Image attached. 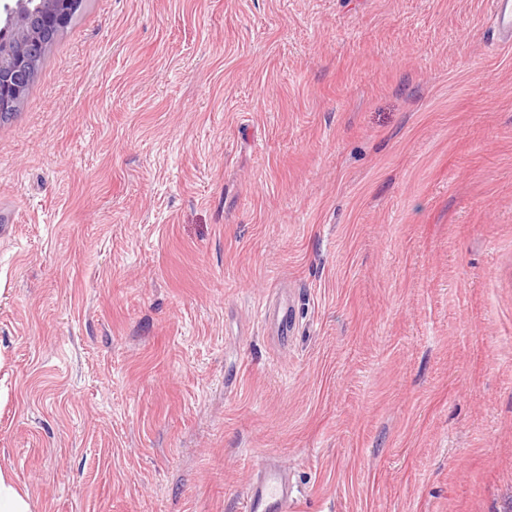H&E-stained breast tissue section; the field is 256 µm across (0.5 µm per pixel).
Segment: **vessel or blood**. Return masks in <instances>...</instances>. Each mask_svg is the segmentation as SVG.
I'll list each match as a JSON object with an SVG mask.
<instances>
[{
  "mask_svg": "<svg viewBox=\"0 0 512 512\" xmlns=\"http://www.w3.org/2000/svg\"><path fill=\"white\" fill-rule=\"evenodd\" d=\"M494 27L502 44L512 43V0H492ZM255 476L248 485L243 512H292L297 497L288 489V479L268 458L254 462Z\"/></svg>",
  "mask_w": 512,
  "mask_h": 512,
  "instance_id": "obj_1",
  "label": "vessel or blood"
}]
</instances>
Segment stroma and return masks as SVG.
Returning <instances> with one entry per match:
<instances>
[{"label":"stroma","instance_id":"35a3bbf8","mask_svg":"<svg viewBox=\"0 0 512 512\" xmlns=\"http://www.w3.org/2000/svg\"><path fill=\"white\" fill-rule=\"evenodd\" d=\"M490 15L84 0L0 121V471L31 512H240L261 456L297 512H512Z\"/></svg>","mask_w":512,"mask_h":512}]
</instances>
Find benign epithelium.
<instances>
[{
  "label": "benign epithelium",
  "instance_id": "benign-epithelium-1",
  "mask_svg": "<svg viewBox=\"0 0 512 512\" xmlns=\"http://www.w3.org/2000/svg\"><path fill=\"white\" fill-rule=\"evenodd\" d=\"M75 0H42L33 11L26 0H0V21L10 32L0 43V117L16 111L36 75L35 64L51 39L70 23Z\"/></svg>",
  "mask_w": 512,
  "mask_h": 512
}]
</instances>
